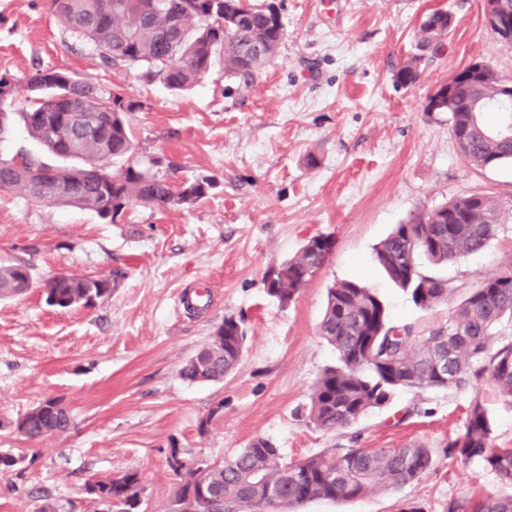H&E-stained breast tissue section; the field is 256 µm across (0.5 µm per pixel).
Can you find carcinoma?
<instances>
[{
	"instance_id": "carcinoma-1",
	"label": "carcinoma",
	"mask_w": 512,
	"mask_h": 512,
	"mask_svg": "<svg viewBox=\"0 0 512 512\" xmlns=\"http://www.w3.org/2000/svg\"><path fill=\"white\" fill-rule=\"evenodd\" d=\"M234 7L224 16V0H52L60 23L95 52L105 69L139 66L146 76L169 89L192 87L220 61L224 73L247 84L255 79L284 39V25L262 5ZM451 26L443 11L427 15L420 27L419 47L436 48ZM420 58L406 61L396 80L413 85L420 78ZM455 107L447 101L427 111L450 112V132L466 161L486 169L512 164V99L496 96L493 84L467 77L451 79ZM25 94L29 110L21 113L28 134L58 158H77L79 168L48 165L24 150L0 159V189L19 188L35 204L76 206L113 221L132 204L193 206L212 188L205 179L174 189L161 171L164 160L144 165L126 116L144 108L138 100L105 91L86 74L34 68L18 82L0 75V132L12 118V105ZM125 163L116 177L101 159ZM49 167L47 181L35 184L32 170ZM501 205L471 195L456 198L407 224L395 225L375 249L389 280L420 309L448 301L454 285L447 277L423 268L446 264L484 250L497 234ZM328 235L310 238L292 257L270 267L275 287L267 295L280 304L294 301L300 289L324 266L330 254ZM35 279L26 260L0 263V297L17 298ZM53 283L44 298L61 313L91 308L112 294V279L75 275L47 277ZM512 321V267L485 277L448 316V322L418 336L410 324H392L383 300L355 280L328 289L319 324L320 336L337 355L314 384L302 411L308 425L319 429L357 424L370 410L388 405L400 389L465 391L493 385L512 399V333L499 330ZM246 336L233 317L224 323L181 368L190 383L222 382L237 368ZM68 406L52 397L16 423L24 437L35 440L67 432ZM446 456L476 462L512 485V448L492 444L488 411L478 399L466 410L463 429L448 442ZM433 449L412 443L402 448H350L286 461L270 440L258 437L222 465H186L171 453L170 467L182 480L162 512H293L317 500H352L371 492H396L436 468ZM144 489L136 472L87 483L86 493L107 512H145ZM448 512H512V499L489 494L479 499H452Z\"/></svg>"
}]
</instances>
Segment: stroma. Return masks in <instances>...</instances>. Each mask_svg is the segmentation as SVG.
<instances>
[{
    "instance_id": "obj_1",
    "label": "stroma",
    "mask_w": 512,
    "mask_h": 512,
    "mask_svg": "<svg viewBox=\"0 0 512 512\" xmlns=\"http://www.w3.org/2000/svg\"><path fill=\"white\" fill-rule=\"evenodd\" d=\"M437 9L452 25L438 52L420 51V24ZM281 14L285 39L252 84L217 65L177 92L140 67L100 68L49 0H0V73L76 70L142 101L128 116L141 159L170 162L173 186L214 184L190 208L134 204L113 222L0 190V262L30 257L40 278H117L111 298L91 309L58 312L36 290L0 300V454L19 460L0 471V512H37L47 499L60 512H96L86 483L129 471L142 478L148 512H160L179 482L171 454L220 465L258 437L288 460L414 442L437 455L435 471L399 491L314 500L296 512H398L404 501L447 512L453 497L512 496L494 473L444 455L475 397L495 446L512 448V401L489 386L401 390L348 429L321 430L297 416L336 360L319 334L335 282L372 288L393 323L423 336L470 288L512 267L507 213L483 251L442 266L455 285L450 302L416 308L374 259L394 225L417 214L472 194L512 199V165L472 168L447 113L425 109L475 62L512 81V41L489 28L483 0H281ZM416 55L417 83L396 82ZM319 234L334 242L324 267L291 303L269 297L268 269ZM203 286L206 307L188 310L186 295ZM228 316L246 332L236 370L220 383L183 380L182 366ZM49 396L69 406L71 430L26 439L16 421Z\"/></svg>"
}]
</instances>
